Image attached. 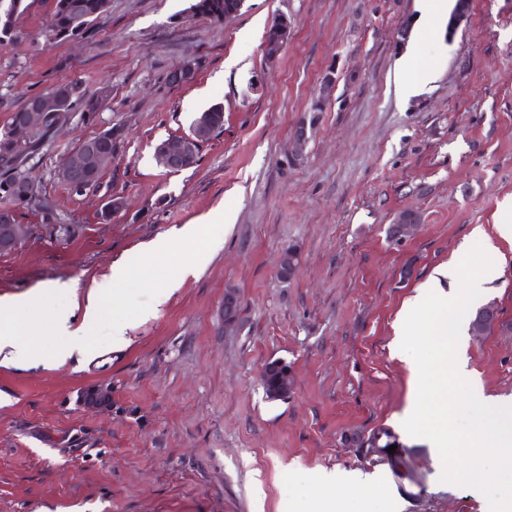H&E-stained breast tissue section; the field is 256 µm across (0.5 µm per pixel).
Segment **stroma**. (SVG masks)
I'll use <instances>...</instances> for the list:
<instances>
[{"label": "stroma", "mask_w": 512, "mask_h": 512, "mask_svg": "<svg viewBox=\"0 0 512 512\" xmlns=\"http://www.w3.org/2000/svg\"><path fill=\"white\" fill-rule=\"evenodd\" d=\"M446 2L425 26L428 0H244L221 24L192 16L190 0H110L93 38L49 45L54 2L27 0L18 41L0 49V99L66 80L111 96L97 123L71 117L29 162L62 222L18 211L33 233L0 253V297L65 281L82 298L119 261L130 276L88 330L83 365L0 366V512H490L480 492L440 482L429 440L405 431L418 380L393 350L406 303L482 227L498 246L486 300L501 325L458 350L484 403L512 400V241L498 235L512 216V0ZM278 15L292 29L272 64L263 41ZM187 65L193 80L170 84ZM328 72L331 96L312 111ZM404 81L417 85L408 99ZM213 106L224 130L197 166L157 165L155 146ZM110 127L111 164L73 193L59 166ZM111 196L123 206L105 224ZM405 211L419 223L391 242ZM185 224L224 241L193 274L191 246L172 235ZM161 237L165 255L147 260ZM289 247L298 263L284 279ZM153 282L175 289L145 319ZM115 321L132 326L119 349L103 335ZM276 359L293 384L273 402L261 376ZM374 438L395 452H372ZM324 470L369 482L324 495Z\"/></svg>", "instance_id": "stroma-1"}]
</instances>
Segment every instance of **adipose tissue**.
Wrapping results in <instances>:
<instances>
[{
	"instance_id": "1",
	"label": "adipose tissue",
	"mask_w": 512,
	"mask_h": 512,
	"mask_svg": "<svg viewBox=\"0 0 512 512\" xmlns=\"http://www.w3.org/2000/svg\"><path fill=\"white\" fill-rule=\"evenodd\" d=\"M127 274L123 263H114L110 275L94 284L80 308L70 307L55 313L53 323L60 341L49 353L35 344L31 336L27 299H0V365L31 369L50 359L62 363L69 360L83 362L87 330L97 322L103 301L111 296L114 286L124 281Z\"/></svg>"
}]
</instances>
